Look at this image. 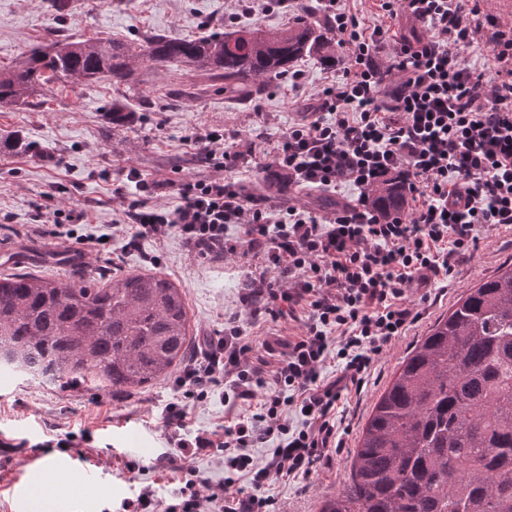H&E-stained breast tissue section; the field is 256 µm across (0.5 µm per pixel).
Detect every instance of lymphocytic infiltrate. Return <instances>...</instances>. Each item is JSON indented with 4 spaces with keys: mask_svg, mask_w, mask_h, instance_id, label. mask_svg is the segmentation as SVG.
<instances>
[{
    "mask_svg": "<svg viewBox=\"0 0 512 512\" xmlns=\"http://www.w3.org/2000/svg\"><path fill=\"white\" fill-rule=\"evenodd\" d=\"M315 3L348 64L310 94V119L276 141L270 165L299 186L350 183L361 192L357 203L329 218L294 207L273 213L266 198L224 178L242 150L216 131L196 139L215 175L183 181L177 206L152 203L160 183L136 170L115 189L127 201L129 248L173 231L189 251L214 260L235 249L227 225H241L247 248L277 272L246 281L240 303L248 318L304 323L301 335L264 344L257 356L233 314L223 337L190 357L177 390L204 399L220 382L227 404L255 400L259 410L223 432L173 441L172 462L223 453V484L206 490L190 469L164 508L145 491L125 503L126 512H276L267 485L315 472L336 440L337 401L362 387L373 358L419 320L410 288L447 280L485 225H512V23L482 13L479 0H377L380 21L370 27L344 0ZM403 17L422 22L427 34L394 38L390 61L377 65L386 24ZM485 29L490 80L463 57ZM387 179L401 181L410 210L388 217L369 206V188ZM333 357L342 370L324 378ZM292 411L303 419L300 430L288 424ZM269 442L271 456L255 460L252 449Z\"/></svg>",
    "mask_w": 512,
    "mask_h": 512,
    "instance_id": "f902f5d3",
    "label": "lymphocytic infiltrate"
}]
</instances>
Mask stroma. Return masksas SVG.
<instances>
[{
    "instance_id": "stroma-1",
    "label": "stroma",
    "mask_w": 512,
    "mask_h": 512,
    "mask_svg": "<svg viewBox=\"0 0 512 512\" xmlns=\"http://www.w3.org/2000/svg\"><path fill=\"white\" fill-rule=\"evenodd\" d=\"M298 16V11L281 7L253 16L239 10L235 0H72L71 11L62 15L51 0H0V70L57 38L108 35L143 43L155 34L193 37L254 27L282 32ZM117 101L135 112L121 127L106 113ZM300 104L284 75L240 101L217 90L195 68L162 67L147 60L121 85L71 80L36 86L28 105L0 108V137L18 132L33 145L27 153L0 150V267L60 281L64 270L54 258L76 249L89 257L84 272L90 279L164 273L186 296L194 347L206 349L210 339L223 336L226 316L240 311L247 277L272 278L275 270L251 254L218 261L196 257L173 234L160 245L147 240L123 248L112 226L126 217L112 190L134 168L147 179L165 181L152 198L154 204L175 207L176 183L214 171L195 149L194 137L218 130L226 141L256 145L254 154L228 169V177L276 208L330 215L324 200L352 203L358 190L349 184L334 189L294 186L284 195L273 189L272 175L263 169L264 149L299 121ZM76 205L87 207L90 215L87 223L77 225L75 238L56 237L49 224L34 228L32 217L38 211ZM101 235L106 244H87V237ZM511 260L512 226L489 225L471 257L456 265L446 282L413 290L420 320L374 360L362 389L343 395L336 405L340 448L330 451L310 479L284 477L269 483L266 493L277 512H319L322 500L338 492L373 406L404 356L469 288ZM176 401L186 413L181 431L186 439L200 430H221L238 414L225 405L220 385L203 400L177 399L166 380L132 396H115L101 388L61 391L1 369L0 437L12 444L0 449V512H33L30 490L37 483L53 498L56 512H124L125 502L146 490L157 502L169 501L183 479L179 470L160 464L171 448L164 411ZM69 434L76 436V447H57V440ZM34 455L42 470L25 467ZM131 461L136 469H128Z\"/></svg>"
}]
</instances>
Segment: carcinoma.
<instances>
[{
	"mask_svg": "<svg viewBox=\"0 0 512 512\" xmlns=\"http://www.w3.org/2000/svg\"><path fill=\"white\" fill-rule=\"evenodd\" d=\"M138 43L56 39L0 71V104L27 103L35 85L106 79L118 85ZM155 64L188 65L246 100L303 57L339 62L326 24L303 16L283 33L155 35ZM368 200L403 211L390 180ZM67 284L32 272H0V367L71 388L114 392L169 378L192 344L186 303L159 272L114 275L103 286L70 266ZM319 512H512V263L470 289L404 357L362 430L342 488Z\"/></svg>",
	"mask_w": 512,
	"mask_h": 512,
	"instance_id": "carcinoma-1",
	"label": "carcinoma"
}]
</instances>
